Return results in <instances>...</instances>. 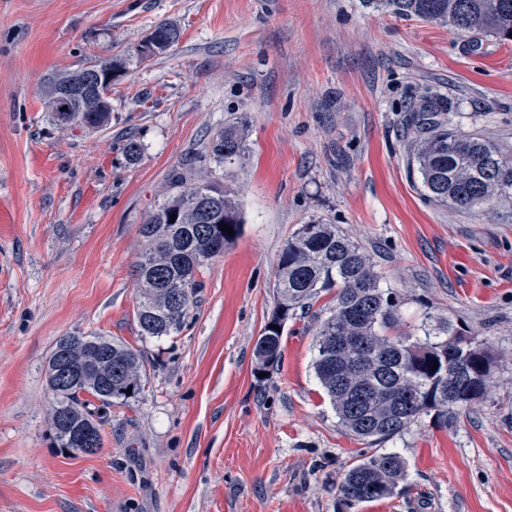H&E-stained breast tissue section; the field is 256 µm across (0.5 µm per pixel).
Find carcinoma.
Wrapping results in <instances>:
<instances>
[{"mask_svg":"<svg viewBox=\"0 0 512 512\" xmlns=\"http://www.w3.org/2000/svg\"><path fill=\"white\" fill-rule=\"evenodd\" d=\"M379 2L402 16L512 41V0ZM121 67L107 60L50 78V120L62 128H107L112 74ZM426 126L428 135L415 143L412 163L431 200L470 210L512 199V159L498 144L435 121ZM245 151L242 129L229 128L212 139L205 156L221 165L242 159ZM224 225L233 234L220 230ZM240 229L239 210L221 185L172 174L167 198L139 227L135 319L141 335L162 338L182 330L202 287L201 268L222 255ZM275 291L276 309L253 349L256 372L278 366L288 319L332 296L329 315L313 327V367L339 424L358 441L379 446L424 416L446 425L486 393L492 355L450 323L429 316L414 333L390 335L402 298L381 286L371 256L333 224L311 219L288 239L277 261ZM55 349L84 373L75 387L48 383L50 434L56 447L74 457L80 450L66 443V425L93 428L95 447L102 448L99 411L140 394L145 365L139 351L106 336L81 335L73 342L62 336ZM88 395L99 405L92 406ZM407 476L408 463L400 455L365 453L345 471L340 501L352 509L391 498Z\"/></svg>","mask_w":512,"mask_h":512,"instance_id":"1","label":"carcinoma"}]
</instances>
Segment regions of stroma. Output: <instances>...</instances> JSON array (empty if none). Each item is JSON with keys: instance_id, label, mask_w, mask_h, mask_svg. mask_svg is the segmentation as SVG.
<instances>
[{"instance_id": "obj_1", "label": "stroma", "mask_w": 512, "mask_h": 512, "mask_svg": "<svg viewBox=\"0 0 512 512\" xmlns=\"http://www.w3.org/2000/svg\"><path fill=\"white\" fill-rule=\"evenodd\" d=\"M163 22L178 42L138 60ZM111 59L109 128L52 125L48 77ZM423 112L512 151V43L370 0H0V512H339L367 446L316 377L313 314L288 320L275 370L253 359L278 255L313 217L373 256L404 327L445 320L494 355L482 400L386 443L408 478L354 512H512V202L427 197L409 156ZM228 126L247 152L220 167L203 154ZM175 169L219 180L242 227L181 333L149 338L138 230ZM76 331L140 351L146 379L73 458L49 437L46 368Z\"/></svg>"}]
</instances>
